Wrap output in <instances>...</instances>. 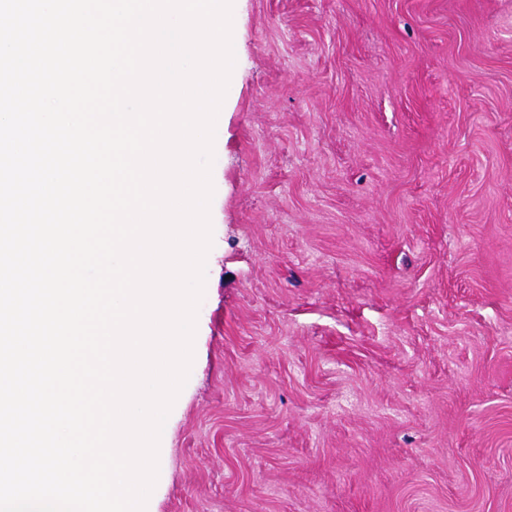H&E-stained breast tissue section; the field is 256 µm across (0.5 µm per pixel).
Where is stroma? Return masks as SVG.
<instances>
[{"label": "stroma", "instance_id": "stroma-1", "mask_svg": "<svg viewBox=\"0 0 512 512\" xmlns=\"http://www.w3.org/2000/svg\"><path fill=\"white\" fill-rule=\"evenodd\" d=\"M146 512H512V0H234Z\"/></svg>", "mask_w": 512, "mask_h": 512}]
</instances>
